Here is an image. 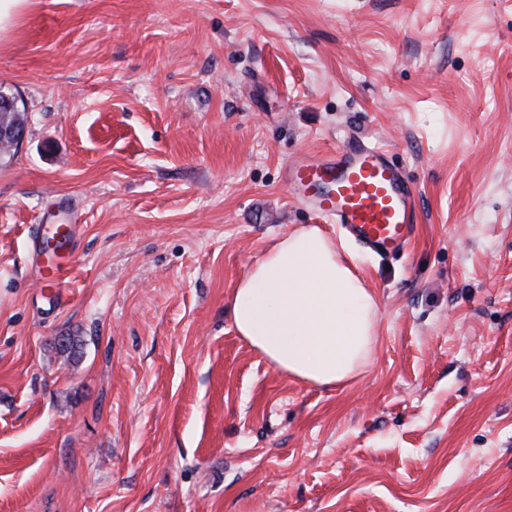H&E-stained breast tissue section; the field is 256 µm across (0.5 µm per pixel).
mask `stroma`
Returning <instances> with one entry per match:
<instances>
[{
    "instance_id": "35a3bbf8",
    "label": "stroma",
    "mask_w": 512,
    "mask_h": 512,
    "mask_svg": "<svg viewBox=\"0 0 512 512\" xmlns=\"http://www.w3.org/2000/svg\"><path fill=\"white\" fill-rule=\"evenodd\" d=\"M0 91V512H512V0H26ZM354 138L419 224L350 244L378 336L324 388L228 305L319 221L288 160Z\"/></svg>"
}]
</instances>
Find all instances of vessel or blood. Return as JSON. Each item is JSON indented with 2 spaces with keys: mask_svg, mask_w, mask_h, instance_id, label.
<instances>
[{
  "mask_svg": "<svg viewBox=\"0 0 512 512\" xmlns=\"http://www.w3.org/2000/svg\"><path fill=\"white\" fill-rule=\"evenodd\" d=\"M292 196L313 214L341 224L365 250L395 253L411 241L418 221L414 186L386 150L360 141L289 160Z\"/></svg>",
  "mask_w": 512,
  "mask_h": 512,
  "instance_id": "1",
  "label": "vessel or blood"
}]
</instances>
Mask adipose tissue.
Returning a JSON list of instances; mask_svg holds the SVG:
<instances>
[{"mask_svg":"<svg viewBox=\"0 0 512 512\" xmlns=\"http://www.w3.org/2000/svg\"><path fill=\"white\" fill-rule=\"evenodd\" d=\"M237 336L300 382L336 386L355 377L375 344L379 305L320 226L278 239L231 294Z\"/></svg>","mask_w":512,"mask_h":512,"instance_id":"obj_1","label":"adipose tissue"}]
</instances>
